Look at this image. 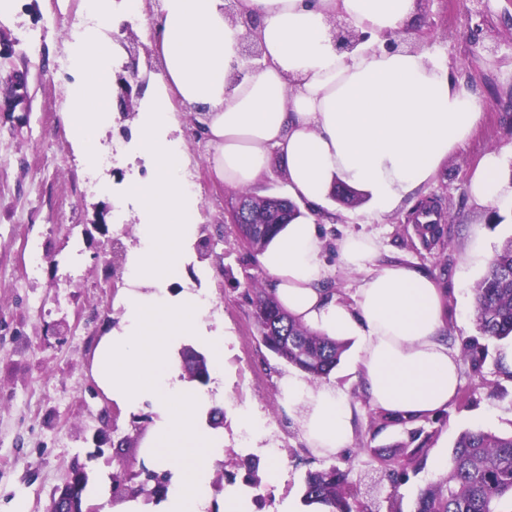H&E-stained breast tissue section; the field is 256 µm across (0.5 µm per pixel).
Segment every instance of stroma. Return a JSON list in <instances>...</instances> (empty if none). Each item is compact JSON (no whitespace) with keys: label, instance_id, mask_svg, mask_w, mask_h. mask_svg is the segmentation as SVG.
<instances>
[{"label":"stroma","instance_id":"35a3bbf8","mask_svg":"<svg viewBox=\"0 0 512 512\" xmlns=\"http://www.w3.org/2000/svg\"><path fill=\"white\" fill-rule=\"evenodd\" d=\"M416 19L407 24V46L435 50L448 61L453 79L476 95L484 118L468 142L451 154L438 178L412 201L382 219H371L367 200L330 201L335 218L321 225L324 259L331 272L325 284L338 299L352 301L359 276L341 267L336 242L365 234L377 243L372 265L389 261L414 265L443 281L448 346L460 350L475 337L474 288L489 260L512 238V203L485 207L473 201L467 184L484 154L501 156L500 176L512 185V0H417ZM156 0H144L141 14L124 16L109 37L120 47L114 69L122 75L135 66L134 100H141L158 74V49L151 30ZM80 0L61 7L59 0H18L13 19L0 21V74L26 76V101L8 111L0 94V512H48L73 463L89 479L101 474L127 476L145 466L142 444L152 424L149 412L129 413L109 402L91 376L99 337L121 314L127 286L110 264L113 254L127 256L138 239L128 206L116 193L126 182L147 178L136 160L132 118L113 129L106 141L107 164L90 174L67 139L65 108L72 62L67 28L81 24ZM186 170L201 199L197 241L182 282L208 294L227 335L224 378L232 402L224 411V458L229 471L222 491L212 492L213 508L223 492L236 488L249 497L254 512H279L290 504L306 512L303 500L308 471L332 465L348 471L357 497L386 512L396 496L401 512H413L421 489L443 477L441 460L458 436L483 430L512 432V380L498 362L512 356V342L482 339L487 356L481 373L461 365L462 395L448 410L417 422L389 418L367 402L354 369L357 341H350L340 364L325 378L355 409L353 444L340 455L309 448L297 420L279 399V385L292 368L260 340L253 317V282L265 281L257 254L239 245L224 212L235 188L214 182L205 162L206 144L195 117L178 108ZM434 207L447 235L445 250L422 246L414 232L423 208ZM43 260L31 269L29 249ZM250 407L265 423L260 437H249L234 422L233 410ZM421 428L429 439L421 468L406 456L383 463L376 448L410 445ZM259 462L260 488L247 485L246 458ZM404 469L399 487L380 481L386 467Z\"/></svg>","mask_w":512,"mask_h":512}]
</instances>
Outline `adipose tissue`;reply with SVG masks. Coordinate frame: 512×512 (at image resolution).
<instances>
[{
	"mask_svg": "<svg viewBox=\"0 0 512 512\" xmlns=\"http://www.w3.org/2000/svg\"><path fill=\"white\" fill-rule=\"evenodd\" d=\"M82 4L92 22L68 43L65 123L75 155L94 171L113 119L115 48L104 31L120 14L141 13L143 0ZM242 8L259 19L253 37L262 57L249 75L245 30L225 14L224 0H158L153 36L162 71L135 119L150 175L121 193L134 206L138 244L128 254L121 319L100 336L91 374L125 411L150 409L145 464L171 479L152 502L125 497L104 512H207L211 475L224 455L223 431L207 422L212 407L230 404L224 332L201 293L166 291L183 273L200 208L175 135V104L195 112L217 181L249 189L276 163L297 203L325 208L334 186L346 185L365 194L376 219L433 183L483 119L480 100L455 84L439 54L386 49V35L414 18L416 0H242ZM338 18L369 40L338 52L331 35ZM500 168L494 152L480 162L468 185L477 204L512 200ZM337 247L343 267L360 275L353 304L321 286L323 241L309 215L286 224L259 255L278 302L312 329L359 340L358 378L373 407L408 421L446 410L460 386V358L442 336L436 280L401 262L370 267L371 237L348 235ZM187 344L207 353L211 392L182 378L176 354ZM280 388L310 448L337 454L351 445L353 415L340 391L296 374Z\"/></svg>",
	"mask_w": 512,
	"mask_h": 512,
	"instance_id": "adipose-tissue-1",
	"label": "adipose tissue"
}]
</instances>
